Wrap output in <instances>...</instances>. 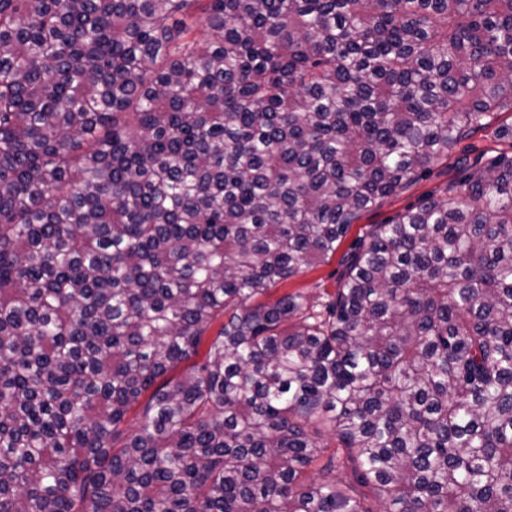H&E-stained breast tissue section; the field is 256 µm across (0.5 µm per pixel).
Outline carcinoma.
I'll return each instance as SVG.
<instances>
[{
	"mask_svg": "<svg viewBox=\"0 0 512 512\" xmlns=\"http://www.w3.org/2000/svg\"><path fill=\"white\" fill-rule=\"evenodd\" d=\"M502 112L512 0H0V512H512ZM502 123H512V116L510 113L503 114L500 118L494 119L491 129L487 131H479L462 143L463 147L473 146L468 148V157L471 158V162L480 154L487 153V156H492L496 154L494 150H498V148H505V146L501 145V143H499L492 134L493 127ZM486 157L483 158L482 163L485 161ZM459 177L453 158L448 159L445 164L436 165L430 176L413 182L403 192L389 197L373 211L363 214L352 224L349 233L336 250V254L324 261L304 267L296 276L274 287L262 300L275 301L286 293L296 292L313 300L324 291L333 293L337 288L341 270V256L359 236L365 233L370 224H382L398 213L405 212L408 207L417 205L426 196L440 194L448 184Z\"/></svg>",
	"mask_w": 512,
	"mask_h": 512,
	"instance_id": "carcinoma-1",
	"label": "carcinoma"
}]
</instances>
